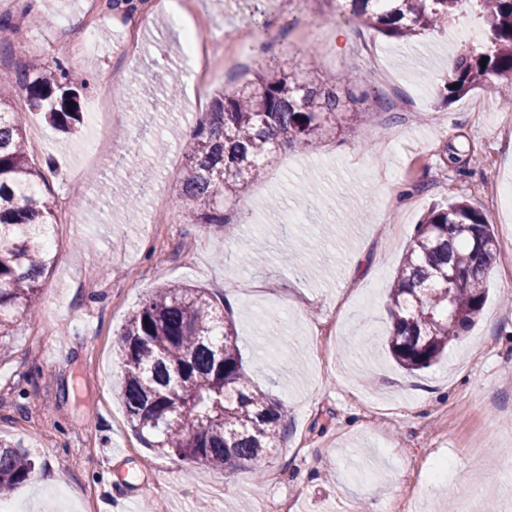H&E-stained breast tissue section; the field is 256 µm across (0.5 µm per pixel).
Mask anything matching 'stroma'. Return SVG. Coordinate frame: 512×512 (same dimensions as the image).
Listing matches in <instances>:
<instances>
[{"instance_id": "1", "label": "stroma", "mask_w": 512, "mask_h": 512, "mask_svg": "<svg viewBox=\"0 0 512 512\" xmlns=\"http://www.w3.org/2000/svg\"><path fill=\"white\" fill-rule=\"evenodd\" d=\"M19 0L0 16L36 42L46 66L62 62L90 81L76 135L20 106L29 152L53 197L55 264L38 312L0 335V438L37 460L36 476L5 498L11 512H457L474 482L491 489L479 512H512L492 448H512V239L477 187L512 180V123L494 80L441 105V61L461 42L456 24L398 40L365 29L334 0H186L206 34L251 31L239 62L215 57L206 98L281 68L350 75L355 94L404 98V110L354 115L352 131L315 148L278 152L232 205L223 229L183 223L178 196L189 132L202 113L186 78L188 58L167 0L129 37L122 15L61 37L60 22L93 0H41L28 22ZM288 34L266 50L256 34ZM352 34L339 40L337 30ZM86 55L75 49L84 40ZM181 76L177 93L160 80ZM126 111L125 151L94 153L103 130L92 118L100 90ZM138 201L136 214L114 197ZM463 199L487 211L499 241L489 296L473 328L429 369L410 374L390 357L388 290L423 213ZM265 247L239 257L254 237ZM307 258L317 277L297 276ZM201 288L232 319L252 384L272 391L284 439L258 466L204 468L148 448L121 394L118 331L156 289ZM447 464V478L429 474Z\"/></svg>"}]
</instances>
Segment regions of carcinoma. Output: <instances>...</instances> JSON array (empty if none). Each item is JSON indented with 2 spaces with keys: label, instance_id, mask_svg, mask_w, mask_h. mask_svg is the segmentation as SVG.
Instances as JSON below:
<instances>
[{
  "label": "carcinoma",
  "instance_id": "carcinoma-1",
  "mask_svg": "<svg viewBox=\"0 0 512 512\" xmlns=\"http://www.w3.org/2000/svg\"><path fill=\"white\" fill-rule=\"evenodd\" d=\"M351 15L387 37L434 33L465 18L485 30L466 45L444 97L469 94L495 77L512 90V0H346ZM486 64H481L482 58ZM345 77L296 72L257 77L251 86L214 98L192 130L180 182L182 214L192 224L224 227V208L258 179L276 150L313 146L336 134V116L359 112L368 96L339 95ZM48 113L59 130L79 123L80 97L60 65L0 74V334L33 313L53 266L47 246L53 203L39 194L25 139L8 106L13 92ZM499 244L486 213L458 200L435 205L417 225L389 292V351L403 369L436 364L470 330L483 309L486 275ZM122 393L132 426L161 453L212 469L256 465L278 447L283 414L273 395L253 387L231 326L206 292L182 284L159 288L122 326ZM35 461L0 441V493L27 482Z\"/></svg>",
  "mask_w": 512,
  "mask_h": 512
}]
</instances>
